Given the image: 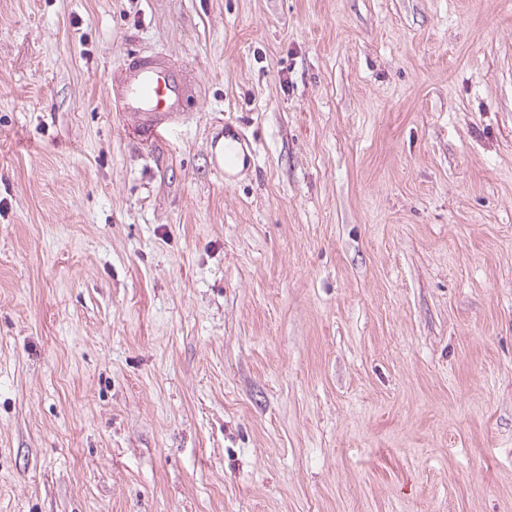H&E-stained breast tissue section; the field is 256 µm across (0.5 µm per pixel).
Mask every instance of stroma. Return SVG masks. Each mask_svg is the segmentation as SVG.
<instances>
[{"instance_id":"stroma-1","label":"stroma","mask_w":512,"mask_h":512,"mask_svg":"<svg viewBox=\"0 0 512 512\" xmlns=\"http://www.w3.org/2000/svg\"><path fill=\"white\" fill-rule=\"evenodd\" d=\"M0 512H512V0H0ZM191 91L183 68L160 56L129 58L106 84V97L125 117V135L144 147L169 138ZM216 156L219 162L224 157L223 163H218L216 166L217 173L223 177L224 176V182H228L229 172L228 169L233 165L230 159L224 155V153H232L234 155V168L232 172H236L242 169L243 167V161H242V155L239 152V148L236 142H234L232 139H222L218 142L215 148Z\"/></svg>"}]
</instances>
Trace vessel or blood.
<instances>
[{"mask_svg":"<svg viewBox=\"0 0 512 512\" xmlns=\"http://www.w3.org/2000/svg\"><path fill=\"white\" fill-rule=\"evenodd\" d=\"M191 91L183 68L160 56L129 58L106 84L107 98L125 118L126 136L144 147L169 138Z\"/></svg>","mask_w":512,"mask_h":512,"instance_id":"1","label":"vessel or blood"}]
</instances>
